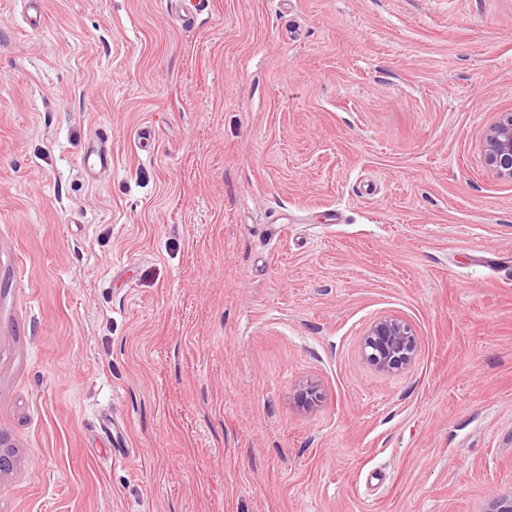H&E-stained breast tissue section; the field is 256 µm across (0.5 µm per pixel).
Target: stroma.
I'll return each instance as SVG.
<instances>
[{
    "mask_svg": "<svg viewBox=\"0 0 512 512\" xmlns=\"http://www.w3.org/2000/svg\"><path fill=\"white\" fill-rule=\"evenodd\" d=\"M207 2L0 0V512H486L512 0ZM486 164L499 176L512 178V114L493 124L485 134ZM85 170L96 174L112 168V148L105 131L96 132L87 139L82 153ZM419 341L411 325L396 316H385L374 322L364 341L368 361L381 371L408 368L415 360Z\"/></svg>",
    "mask_w": 512,
    "mask_h": 512,
    "instance_id": "obj_1",
    "label": "stroma"
}]
</instances>
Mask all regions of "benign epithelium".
I'll use <instances>...</instances> for the list:
<instances>
[{
  "mask_svg": "<svg viewBox=\"0 0 512 512\" xmlns=\"http://www.w3.org/2000/svg\"><path fill=\"white\" fill-rule=\"evenodd\" d=\"M486 164L499 176L512 178V114L493 124L485 134ZM418 336L411 325L396 316H385L374 322L364 341L368 361L381 371L408 368L418 352Z\"/></svg>",
  "mask_w": 512,
  "mask_h": 512,
  "instance_id": "1",
  "label": "benign epithelium"
}]
</instances>
